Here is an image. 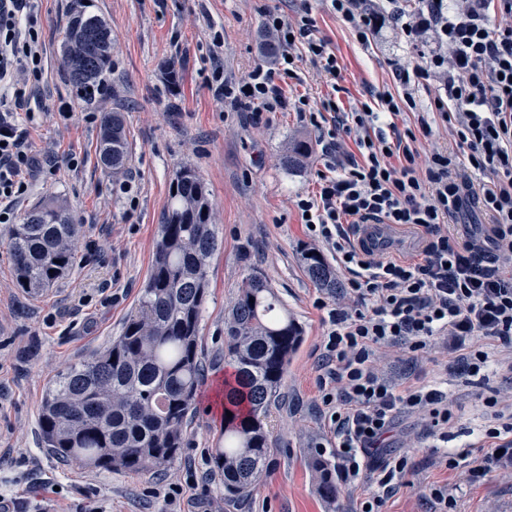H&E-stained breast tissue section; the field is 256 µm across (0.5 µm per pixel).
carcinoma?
<instances>
[{
    "mask_svg": "<svg viewBox=\"0 0 512 512\" xmlns=\"http://www.w3.org/2000/svg\"><path fill=\"white\" fill-rule=\"evenodd\" d=\"M112 61V29L98 15L69 16L62 66L70 85L95 86ZM124 113L101 117L98 162L115 175L129 162ZM308 143L293 140L281 157L302 168ZM159 225L148 278L137 304L112 344L73 365L51 382L39 418L44 447L56 456L98 469L150 472L172 462L182 448L187 416L200 381L198 334L208 288L209 261L217 248L209 193L196 170L176 172ZM80 225L56 202L35 207L16 225L8 259L19 287L42 290L76 262ZM309 278L335 292L336 272L317 253L304 255ZM302 336L268 286L249 277L224 318L225 357L233 367L224 381V433L214 449L224 498L253 492L267 470L269 437L262 419L279 396ZM321 494L336 499L330 465L313 457Z\"/></svg>",
    "mask_w": 512,
    "mask_h": 512,
    "instance_id": "cac0c4a2",
    "label": "carcinoma"
}]
</instances>
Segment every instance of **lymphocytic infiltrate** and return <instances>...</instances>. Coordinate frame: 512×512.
Instances as JSON below:
<instances>
[{
    "instance_id": "obj_1",
    "label": "lymphocytic infiltrate",
    "mask_w": 512,
    "mask_h": 512,
    "mask_svg": "<svg viewBox=\"0 0 512 512\" xmlns=\"http://www.w3.org/2000/svg\"><path fill=\"white\" fill-rule=\"evenodd\" d=\"M329 2L359 42H369L391 18L400 21L407 42L430 29L437 45L423 63L395 69L398 93L373 94L348 110L330 92L315 108L306 96L286 95L300 63L333 77L340 66L319 34L310 0H299L291 17L278 8L263 11L276 54L271 65L245 76L225 74L224 33L214 31L206 82L217 99L254 120L291 107L318 132L324 169L316 193L299 196L296 206L312 243L344 275L341 298L315 300L326 326L321 402L336 434L337 476L366 487L368 512H381L409 470L407 457L385 450L399 413L423 414L426 437L443 442L452 419L440 386H400L379 372L382 351L399 347L415 358L439 344L455 353L468 376L483 381L498 365L494 344L512 347V0H415L409 12L401 0H387L380 10L366 8L365 0ZM493 14L499 23H490ZM42 76L36 0H0V224L15 223V202L56 170L51 154L34 153L19 124L20 117H35L30 103ZM435 80L442 91L419 114L417 130H399L396 117L415 109L416 92ZM438 122L459 149L421 156L418 139L430 136ZM342 132L355 133L359 154L340 165ZM472 208L489 219L478 234L463 226ZM369 222L411 230L422 242L419 258L360 248L352 228ZM485 404L493 423L480 432L483 454L473 458L468 450L450 449L439 458L448 469L469 459L473 484L512 471V414L499 410L496 396Z\"/></svg>"
}]
</instances>
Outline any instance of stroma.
<instances>
[{
  "label": "stroma",
  "instance_id": "obj_1",
  "mask_svg": "<svg viewBox=\"0 0 512 512\" xmlns=\"http://www.w3.org/2000/svg\"><path fill=\"white\" fill-rule=\"evenodd\" d=\"M278 0H40L47 58L35 108L44 120L30 127L35 152L54 148L60 170L38 182L21 206L29 212L54 200L68 207L81 226L76 268L52 287L31 293L18 287L7 257L12 225L0 224V496L38 506L40 512H358L360 486L337 483L327 501L309 466L319 448L334 444L333 426L318 384L323 313L314 301L326 291L309 278L304 254L311 244L294 200L315 191L324 167L316 131L298 112L270 115L262 124L217 100L204 83L210 71L209 29L224 31V70L243 76L266 63L263 9ZM322 36L335 53L340 97L347 103L373 90H396L393 71L418 61L401 32L385 24L371 44L359 43L325 0H312ZM104 18L114 48L108 77L114 96L94 105L97 113L124 112L130 131V170L138 174L130 198L113 196L115 177L97 155L98 125L81 118L86 106L74 99L61 68L66 22L73 10ZM179 42H172V33ZM177 80H170L169 69ZM79 116L69 128L52 119L60 101ZM311 145L305 167L289 171L280 158L289 143ZM184 166L196 169L214 204L219 250L210 264V284L199 324L203 371L196 404L188 414L183 446L164 469L149 473L105 471L57 459L42 445L39 417L50 381L68 366L90 359L120 335L148 275L158 226L169 203L170 184ZM265 279L304 341L293 355L278 403L266 420L271 454L265 480L245 499L228 501L215 479L212 450L224 428L221 389L232 368L224 357V316L247 277ZM83 292L84 303L73 300ZM449 355L432 350L418 361L392 354L386 368L393 380L412 371L448 392L456 414L448 430L455 448L477 440L490 421L484 403L490 390L512 393V373L472 382L450 368ZM422 422L400 417L390 450L409 457L414 473L389 496L382 512H427L431 485L447 486L458 512H512V478L493 475L470 485L461 470L434 463L432 442L422 440ZM178 484L175 501L164 498Z\"/></svg>",
  "mask_w": 512,
  "mask_h": 512
}]
</instances>
